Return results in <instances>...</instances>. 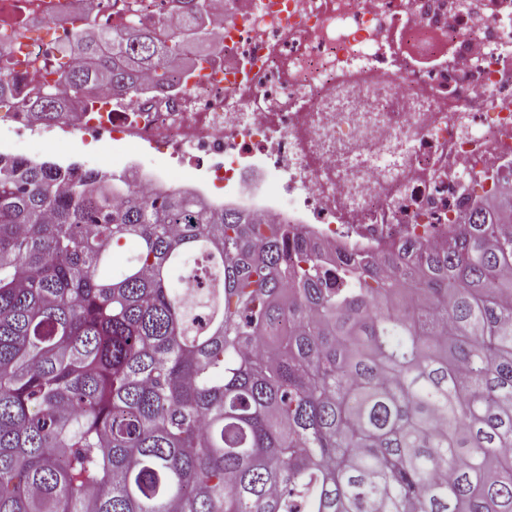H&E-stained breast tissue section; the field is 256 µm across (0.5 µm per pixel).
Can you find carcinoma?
Wrapping results in <instances>:
<instances>
[{"mask_svg": "<svg viewBox=\"0 0 512 512\" xmlns=\"http://www.w3.org/2000/svg\"><path fill=\"white\" fill-rule=\"evenodd\" d=\"M26 107L174 87L181 35L91 27ZM205 255L210 284L178 293ZM0 512H512V201L329 263L288 225L0 163Z\"/></svg>", "mask_w": 512, "mask_h": 512, "instance_id": "obj_1", "label": "carcinoma"}]
</instances>
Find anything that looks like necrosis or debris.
Listing matches in <instances>:
<instances>
[{
	"label": "necrosis or debris",
	"mask_w": 512,
	"mask_h": 512,
	"mask_svg": "<svg viewBox=\"0 0 512 512\" xmlns=\"http://www.w3.org/2000/svg\"><path fill=\"white\" fill-rule=\"evenodd\" d=\"M177 0H94L96 23L180 30ZM76 0H0V105L18 133L136 146L116 179L287 225L329 260L447 245L512 194V0H220L213 53L160 92L100 88L50 122L16 108L56 85ZM436 35L422 53L403 41Z\"/></svg>",
	"instance_id": "obj_1"
}]
</instances>
